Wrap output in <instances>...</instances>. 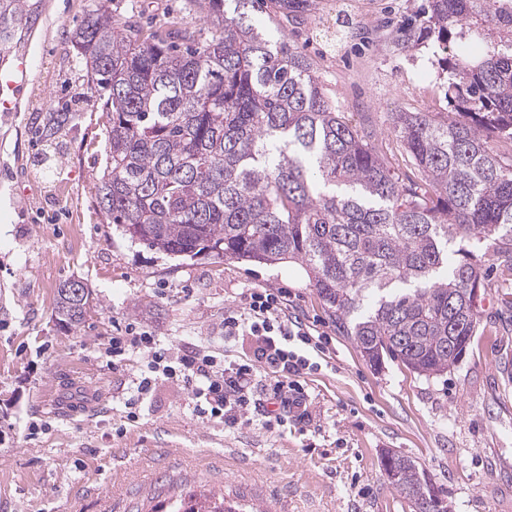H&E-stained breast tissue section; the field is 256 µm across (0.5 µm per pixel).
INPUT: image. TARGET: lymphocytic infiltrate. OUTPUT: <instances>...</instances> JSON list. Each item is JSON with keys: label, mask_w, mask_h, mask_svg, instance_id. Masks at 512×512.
I'll use <instances>...</instances> for the list:
<instances>
[{"label": "lymphocytic infiltrate", "mask_w": 512, "mask_h": 512, "mask_svg": "<svg viewBox=\"0 0 512 512\" xmlns=\"http://www.w3.org/2000/svg\"><path fill=\"white\" fill-rule=\"evenodd\" d=\"M283 295L255 290L249 294L246 313L224 317V335H251L257 340L250 363L218 364L215 356L197 351H173L158 346L147 332L112 340V361L121 363L128 347L146 350L152 369L184 383L196 400L194 410L202 418L220 417L234 429L255 422L268 427L288 417L309 418L308 394L302 384L312 370L307 353L320 349L321 337L302 325L289 323L283 311ZM264 378H257V366Z\"/></svg>", "instance_id": "1"}]
</instances>
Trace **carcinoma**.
Listing matches in <instances>:
<instances>
[{"label":"carcinoma","instance_id":"1","mask_svg":"<svg viewBox=\"0 0 512 512\" xmlns=\"http://www.w3.org/2000/svg\"><path fill=\"white\" fill-rule=\"evenodd\" d=\"M110 2L94 0L69 37L108 117L96 196L109 223L169 257L299 263L370 365L396 360L426 377L458 365L477 331L485 261L512 266V157L488 147L492 136L512 142V0H427L422 19L399 27L404 50L453 44L448 120L392 116L415 179L391 173L312 62L251 17L265 5L287 22L315 0H195L204 38L117 20ZM32 14L28 0H0V45ZM480 21L496 35L470 51ZM75 116L58 104L36 117L35 137L52 142ZM90 303L64 283L56 319L77 331ZM384 457L414 512H437L444 494L429 474ZM170 508L226 512L215 496Z\"/></svg>","mask_w":512,"mask_h":512}]
</instances>
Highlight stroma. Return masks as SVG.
<instances>
[{
    "instance_id": "obj_1",
    "label": "stroma",
    "mask_w": 512,
    "mask_h": 512,
    "mask_svg": "<svg viewBox=\"0 0 512 512\" xmlns=\"http://www.w3.org/2000/svg\"><path fill=\"white\" fill-rule=\"evenodd\" d=\"M35 19L6 48L26 64L13 112H0V512H158L176 494L235 487L271 499L276 512H413L386 482L381 455L412 457L446 492L452 512H512V268L487 264L479 330L448 374L424 377L396 361L372 368L326 312L304 269L199 255L173 259L130 241L96 199L105 114L69 58V32L92 0H30ZM424 0H316L296 23H261L311 60L325 92L357 127L375 131L387 167L410 174L389 127L393 113L445 115L448 75L432 43L397 50L389 25ZM137 12L205 29L194 0H113ZM75 101L54 179L32 164L36 113ZM80 281L92 295L84 326L60 330L56 291ZM286 295L288 313L326 336L322 368L306 378L311 418L271 429H226L199 418L190 391L157 376L124 404L147 369L131 353L113 369L112 339L128 324L162 347L253 357L254 337L224 336V316L252 289Z\"/></svg>"
}]
</instances>
